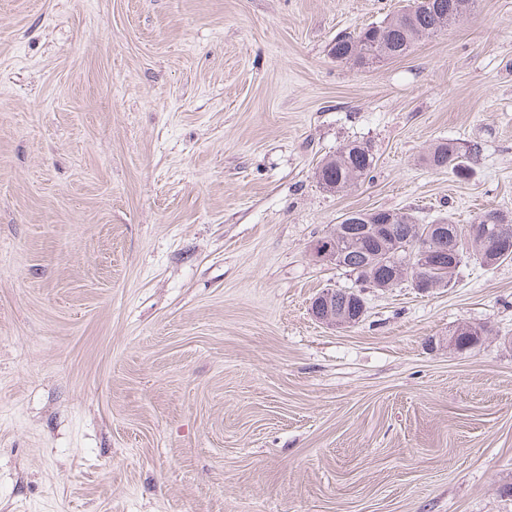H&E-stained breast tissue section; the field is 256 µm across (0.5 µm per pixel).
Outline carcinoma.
<instances>
[{
	"mask_svg": "<svg viewBox=\"0 0 512 512\" xmlns=\"http://www.w3.org/2000/svg\"><path fill=\"white\" fill-rule=\"evenodd\" d=\"M475 0H408L400 11L379 25H369L351 35H339L331 46V55L340 62L357 67L373 64L378 52L384 59L406 54L415 42L440 32L462 21L473 10ZM480 150L475 145L462 146L453 141L436 143L424 161L436 169H446L457 179L471 173ZM376 160L368 146L350 142L336 153L322 159L315 178L323 189L341 192L367 177L375 168ZM489 218L486 224L483 218ZM438 223L448 226V237L437 239L439 261L431 268H422L407 257L405 247H412L422 238L433 237L432 225L421 224L414 214L392 210L356 212V221L334 224L320 237L325 246L341 247L344 257L337 267L354 277L358 287L338 288L332 296V315L348 320L349 326L359 324V298L364 288H396L404 281L425 279L435 288H446L453 283L467 259L492 266L512 261V214L488 210L474 217L470 225H488L504 238V251H488L478 240L457 235L466 225L455 224L443 218ZM489 330L483 324H463L451 335L457 350H468L478 345Z\"/></svg>",
	"mask_w": 512,
	"mask_h": 512,
	"instance_id": "1",
	"label": "carcinoma"
}]
</instances>
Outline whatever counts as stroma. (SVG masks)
<instances>
[{
    "instance_id": "35a3bbf8",
    "label": "stroma",
    "mask_w": 512,
    "mask_h": 512,
    "mask_svg": "<svg viewBox=\"0 0 512 512\" xmlns=\"http://www.w3.org/2000/svg\"><path fill=\"white\" fill-rule=\"evenodd\" d=\"M403 4L0 0V512H512V262L309 312L345 212L512 211V0L332 57ZM375 165V157L368 146L354 141L322 159L315 178L326 191L341 192L366 178ZM479 154L480 150L475 145L462 146L453 141L438 142L424 157V161L433 168L447 169L458 180H466L478 161ZM466 173L468 176L464 177ZM488 333L486 325L463 324L454 330L450 339L454 341L455 349L463 351L478 345Z\"/></svg>"
}]
</instances>
